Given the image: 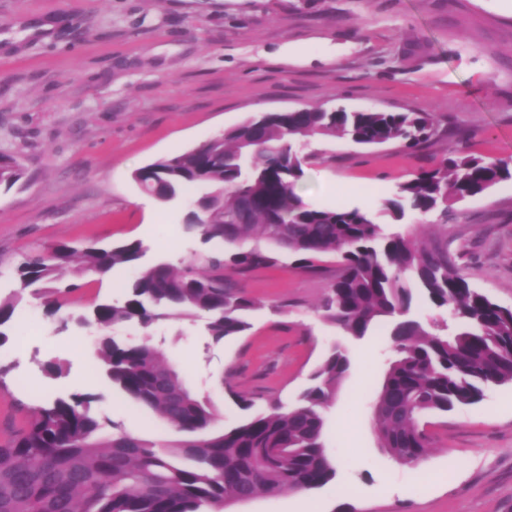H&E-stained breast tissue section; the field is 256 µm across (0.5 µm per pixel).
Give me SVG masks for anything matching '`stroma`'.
<instances>
[{
    "label": "stroma",
    "instance_id": "1",
    "mask_svg": "<svg viewBox=\"0 0 512 512\" xmlns=\"http://www.w3.org/2000/svg\"><path fill=\"white\" fill-rule=\"evenodd\" d=\"M321 106L349 112H433L431 142L361 147L314 139L297 192L318 208L377 213L382 199L449 151L512 160V0H0V152L25 174L0 186V292L24 253L61 242L137 240V265L114 268L71 295L66 311L100 295L119 299L138 270L182 266L208 252L183 229L186 209L142 194L132 174L260 112ZM456 268L512 307V179L452 207ZM257 306L249 329L213 343L205 317L113 328L151 339L187 385L241 421L236 397L256 410L291 405L334 344L352 367L325 410L326 484L231 506L230 512H512V383L479 403L431 419L418 465L379 447L373 399L392 355L389 320L355 339L320 309L328 278L284 258L239 276ZM0 344V444L26 428L43 398L86 389L106 421L149 440L182 434L95 374L96 328L61 327L24 297ZM63 374L49 379L46 361ZM348 496H340V488Z\"/></svg>",
    "mask_w": 512,
    "mask_h": 512
}]
</instances>
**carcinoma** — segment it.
Here are the masks:
<instances>
[{
  "instance_id": "carcinoma-1",
  "label": "carcinoma",
  "mask_w": 512,
  "mask_h": 512,
  "mask_svg": "<svg viewBox=\"0 0 512 512\" xmlns=\"http://www.w3.org/2000/svg\"><path fill=\"white\" fill-rule=\"evenodd\" d=\"M433 112H264L198 147L159 158L136 170L141 191L162 203L198 190L186 214V233L234 247L213 251L181 268L160 261L139 270L125 296L100 301L76 321L102 331L96 373L138 405L179 431L178 441L140 438L120 427L106 431L96 414L97 395L77 390L35 408L27 427L0 445V512H224L231 500H253L324 485L336 475L325 452L323 412L335 401L351 358L334 346L310 384L288 407L266 412L227 430H213L215 407L199 399L157 346L124 345L112 326L144 327L170 316L208 318L216 342L249 328L242 313L256 303L224 278L276 266L282 251L298 268L332 271L321 301L324 318L363 338L383 318L392 319L390 361L373 406L380 447L400 464L417 465L431 448L422 419L480 402L491 386L512 382V308L497 304L454 270L448 238L387 233L359 208H316L296 192L315 159L299 146L309 139L344 138L360 146L399 142L407 149L437 132ZM23 169L0 153V185L13 186ZM512 178V162L450 156L398 185L381 201L397 222L406 213L448 223L450 203L483 194ZM142 243L82 248L65 243L30 252L14 267L18 289L0 297V327L13 321L25 292L49 299L81 288L88 274L132 266ZM337 257L336 267L323 258ZM448 310V324L409 317L415 297Z\"/></svg>"
}]
</instances>
